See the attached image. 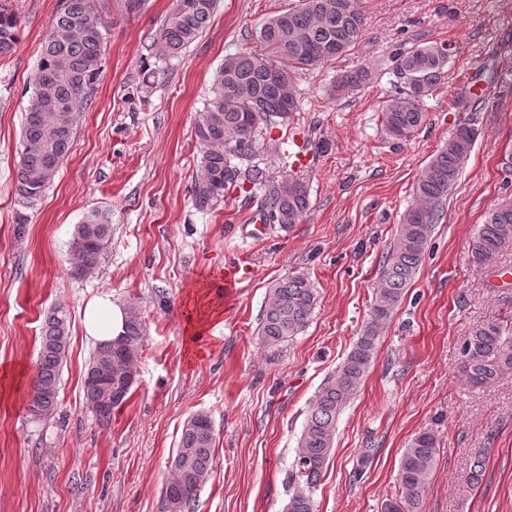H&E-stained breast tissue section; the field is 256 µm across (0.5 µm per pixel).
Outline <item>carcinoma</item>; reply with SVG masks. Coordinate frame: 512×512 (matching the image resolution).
Listing matches in <instances>:
<instances>
[{"label": "carcinoma", "instance_id": "cac0c4a2", "mask_svg": "<svg viewBox=\"0 0 512 512\" xmlns=\"http://www.w3.org/2000/svg\"><path fill=\"white\" fill-rule=\"evenodd\" d=\"M217 0H176L157 37L154 67L148 76L165 73L180 59L209 24ZM366 0H302L300 7L269 18L260 28V49L224 57L214 76L211 97L196 126L201 148V174L193 188L195 207L212 209L237 193L254 203L262 223L286 232L301 222L309 207L304 180L291 176L273 181L266 169L253 163L261 148L262 129L288 122L298 110L292 73L346 53L363 36ZM21 24L8 0H0V56L18 43ZM104 25L94 0H60L41 46L24 113L16 194L25 207L35 206L50 187L69 154L80 114L91 100L102 64ZM448 44L428 42L401 47L393 55L392 74L398 91L382 108L386 135L403 139L425 119L423 98L447 74ZM360 67L342 75L334 91L353 90L371 79ZM477 131L471 119L458 123L448 142L423 168L412 204L400 218L397 235L383 262L375 292L371 323L352 350L321 384L311 401L297 439L288 484L293 492L284 512H316L314 499L326 466L335 453L336 423L372 366L378 330L388 322L412 281L426 252L434 224L449 192L459 180ZM112 237L108 213L94 211L75 227L71 257L76 272L90 270ZM512 242V199L501 200L479 228L472 261L490 263L500 248ZM316 289L307 273L293 271L271 289L260 317L259 336L269 348L304 331L316 304ZM69 316L63 307L45 317L40 355L28 388L22 394L27 410L40 419L50 417L58 402L60 371L68 354ZM144 341L139 316L125 319L122 333L97 343L84 375L106 373L101 384L83 381L86 406L103 424L129 399L137 376V355ZM512 375V325L497 319L473 324L462 346L461 382L471 389L491 386ZM438 439L430 431L415 434L398 463L396 497L382 512H419L436 463ZM216 463L215 436L209 415L198 413L183 424L170 474L161 493L160 512H195L207 476ZM486 458L474 454L464 483L481 485Z\"/></svg>", "mask_w": 512, "mask_h": 512}]
</instances>
